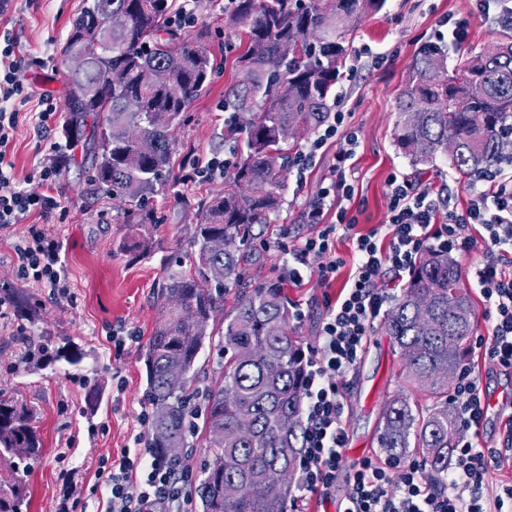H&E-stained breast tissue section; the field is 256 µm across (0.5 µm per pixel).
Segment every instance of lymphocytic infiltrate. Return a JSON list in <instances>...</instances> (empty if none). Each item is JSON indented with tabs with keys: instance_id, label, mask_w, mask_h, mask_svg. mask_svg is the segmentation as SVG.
I'll return each mask as SVG.
<instances>
[{
	"instance_id": "f902f5d3",
	"label": "lymphocytic infiltrate",
	"mask_w": 512,
	"mask_h": 512,
	"mask_svg": "<svg viewBox=\"0 0 512 512\" xmlns=\"http://www.w3.org/2000/svg\"><path fill=\"white\" fill-rule=\"evenodd\" d=\"M25 64L11 32L0 31V227L23 223L31 215L48 216L59 209L53 196L20 187L12 174L8 147L19 120L17 99L31 91L19 80ZM357 136L346 125V114L331 113L314 140L300 151L298 172H305L319 150H335L332 177L302 213L312 226L308 236L288 246L284 274L299 285L313 279L331 288L343 261L336 254L340 233L353 228L354 187L351 169ZM458 189L450 183L423 181L406 174L387 179L386 220L383 235L357 238V261L347 288L337 297H325L326 313L317 339L304 359L302 404L303 444L296 469L301 496H316L335 507L336 477L347 444L344 398L347 377L354 371L379 319L394 299L395 290L428 249L451 257L469 254L483 245V263L468 269L489 312L490 333L477 337L476 348L505 372L512 371V180L491 171L471 185L466 208H458ZM479 228L478 236L468 228ZM62 244L44 229L30 227L16 247L20 274L67 295L61 260ZM460 434L451 450L453 463L444 484L428 480L422 463L400 459L376 462L364 459L347 477L344 512H512V485L488 496L486 480L499 460L495 448L474 443L487 413L480 379L462 368L448 400ZM103 484L107 498L103 512H186L191 497V474L181 465L156 455L151 448L122 453L108 468Z\"/></svg>"
}]
</instances>
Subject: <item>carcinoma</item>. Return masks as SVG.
<instances>
[{"label":"carcinoma","instance_id":"1","mask_svg":"<svg viewBox=\"0 0 512 512\" xmlns=\"http://www.w3.org/2000/svg\"><path fill=\"white\" fill-rule=\"evenodd\" d=\"M62 48L68 74L63 134L90 162L87 194L112 200L134 240L117 249L155 251L151 199L179 184L172 160L176 129L218 71L202 36L171 24L176 0H84ZM386 0H236L229 22L245 28L239 76L224 89V142L240 147L224 173V192L203 200L190 244V271L165 265L157 285L159 318L144 353L143 401L151 408L148 446L161 455L183 448L203 420L212 459L196 488L201 512H288L293 486L272 499L268 471L294 475L302 446L303 346L288 330L294 319L284 288L249 287L246 266L255 228L280 208L285 178L300 142L332 112L341 65L354 24ZM124 22L108 25L109 17ZM103 44L83 54L86 41ZM395 140L412 164L448 155L459 179L512 164V41L448 71V49L421 46L407 66L397 97ZM224 238V251L208 241ZM240 299L225 315L220 377L199 388L201 350L211 343L210 321L223 311L224 293ZM384 328L414 387L435 398L424 409L399 393L384 407L380 447L391 457L423 456L436 481L448 477V448L459 422L440 375L458 370L473 336V310L461 273L446 255L425 252L389 310ZM52 339L25 349L47 356ZM181 382L166 379L170 366ZM33 411L0 394V460L14 469L41 454ZM23 491L0 495V512H27Z\"/></svg>","mask_w":512,"mask_h":512}]
</instances>
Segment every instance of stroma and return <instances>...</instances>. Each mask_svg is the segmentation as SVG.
Segmentation results:
<instances>
[{
  "instance_id": "stroma-1",
  "label": "stroma",
  "mask_w": 512,
  "mask_h": 512,
  "mask_svg": "<svg viewBox=\"0 0 512 512\" xmlns=\"http://www.w3.org/2000/svg\"><path fill=\"white\" fill-rule=\"evenodd\" d=\"M84 0H26L20 10L5 16L21 53L40 57V64L22 69L20 78L35 93L63 107L67 96L68 69L60 49L71 21ZM468 27L462 45L448 42V23ZM207 32V44L221 63L213 81L192 104L189 121L176 133L179 144L202 159L225 158L224 89L236 79L237 59L246 47L240 28L224 22V0H198L197 17L184 28L186 34ZM512 36V26L481 15L478 0H386L378 14L362 19L352 35L353 53L342 64L343 78L336 86L339 110L358 136L349 180L355 187L353 213L357 222L351 235L336 241L343 265L333 283L339 293L355 263L352 239L380 228L386 215V184L391 173L420 175L426 179L448 174V159L441 156L430 165L413 166L395 145V103L406 77L407 65L424 43L447 45L448 62L486 52ZM381 58L372 66V58ZM35 102L24 104V117L9 147L14 173L22 187L38 185V171L48 162L69 155L61 134L43 140L33 131L28 114ZM331 152L317 154L304 176L289 172L280 211L260 229L252 246L261 255L249 267L252 285L279 281L286 255L279 245L284 236L309 234L299 215L329 174ZM83 160H76L48 187L61 203L60 211L47 219L30 216L28 224L0 229V288L22 292L32 310L18 313L0 308V392L18 398L35 413V427L43 453L27 470L13 474L0 462V489L9 490L14 480L26 487L28 512H100L106 495L96 470L100 458H118L121 449L135 448L137 434L148 433L150 410L142 401L145 387L143 354L157 319L155 285L166 258H184L198 222L201 198L222 192L220 178H200L185 185L180 194L168 195L158 206L165 220L154 236L158 243L152 257L137 259L117 252L128 232L112 200L85 195ZM40 224L63 244L62 262L71 296L60 299L49 289L23 278L15 268V245ZM291 303L302 305L309 315L292 323L302 344L315 340L323 300L322 288L309 282L286 285ZM52 337L56 345L79 348L82 359L70 364L59 359L39 366L22 360L27 343ZM409 390L403 360L383 324L372 330L361 358L350 376L344 420L348 442L343 450L344 473L336 480L337 493L346 489L345 474L362 458L384 457L379 444L381 416L387 401ZM96 405H89V392ZM69 472L73 487H66L61 472Z\"/></svg>"
}]
</instances>
